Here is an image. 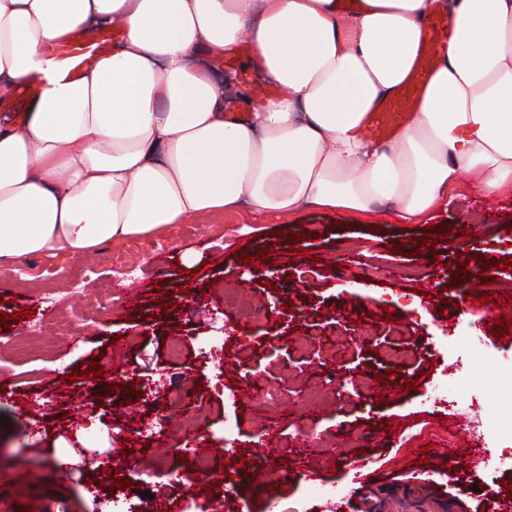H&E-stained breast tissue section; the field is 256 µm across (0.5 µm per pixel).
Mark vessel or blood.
Returning a JSON list of instances; mask_svg holds the SVG:
<instances>
[{
    "label": "vessel or blood",
    "instance_id": "b4317fda",
    "mask_svg": "<svg viewBox=\"0 0 512 512\" xmlns=\"http://www.w3.org/2000/svg\"><path fill=\"white\" fill-rule=\"evenodd\" d=\"M119 35L115 28H80L65 41L44 47L42 53L48 62L46 74L20 86L14 97L0 106L15 113L24 112L27 102L38 96L46 78L77 79L93 62L110 51ZM452 37V27L445 17L438 16L430 22L411 72L389 98L367 112L363 131L368 138L388 139L399 125L417 112L440 52Z\"/></svg>",
    "mask_w": 512,
    "mask_h": 512
}]
</instances>
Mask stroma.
<instances>
[{
    "instance_id": "stroma-1",
    "label": "stroma",
    "mask_w": 512,
    "mask_h": 512,
    "mask_svg": "<svg viewBox=\"0 0 512 512\" xmlns=\"http://www.w3.org/2000/svg\"><path fill=\"white\" fill-rule=\"evenodd\" d=\"M430 219L452 230L432 258L415 250L422 225L305 207L273 219L210 214L94 254L0 264V310H32L0 332V512H21L25 500L34 512H97L88 491L97 473L55 466L75 445L111 449L120 479L132 482L123 512H502L512 501L508 442L479 426L512 425V390L491 362L512 356V331L489 329L512 311L511 293L491 289L473 257L502 262L495 275L512 282V182L485 199L461 180ZM285 227L296 253L280 249ZM346 256L354 270L341 268ZM133 288L149 291L134 309ZM484 293L488 302L474 304ZM219 325L217 364L201 343ZM458 336L474 342L433 356L435 342ZM174 338L182 349L172 360ZM340 360L353 371L341 386L332 381ZM94 361L124 374L127 392L85 378ZM76 370L82 378L68 381ZM390 375L417 380L419 391L384 395ZM180 392L194 393L195 412L176 401ZM91 418L96 437H78ZM396 422L402 435L389 429ZM418 442L432 450L427 463L401 469ZM466 448L481 459L461 460ZM199 455L209 478L178 484L186 458ZM250 470L280 477L258 490Z\"/></svg>"
}]
</instances>
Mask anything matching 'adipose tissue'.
I'll list each match as a JSON object with an SVG mask.
<instances>
[{
    "mask_svg": "<svg viewBox=\"0 0 512 512\" xmlns=\"http://www.w3.org/2000/svg\"><path fill=\"white\" fill-rule=\"evenodd\" d=\"M0 0V90L43 73L42 46L80 27L125 35L78 80H48L0 126V262L81 255L248 206L313 204L415 224L462 174L512 182V0ZM453 26L418 112L361 132L409 73L433 17ZM253 46L275 95L227 118L211 57Z\"/></svg>",
    "mask_w": 512,
    "mask_h": 512,
    "instance_id": "1",
    "label": "adipose tissue"
}]
</instances>
